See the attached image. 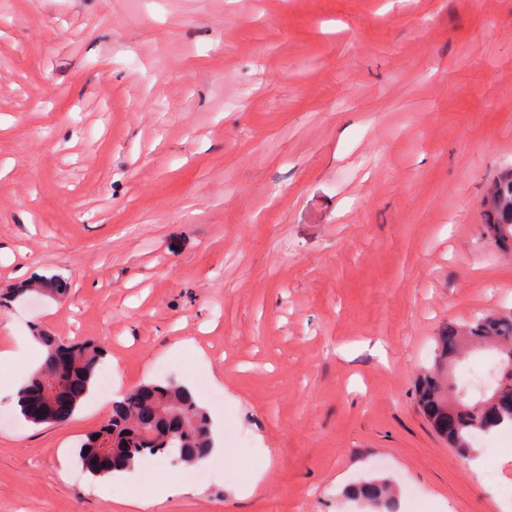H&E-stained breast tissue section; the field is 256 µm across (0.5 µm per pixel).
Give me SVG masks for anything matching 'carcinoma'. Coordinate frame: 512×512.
<instances>
[{
	"label": "carcinoma",
	"instance_id": "carcinoma-1",
	"mask_svg": "<svg viewBox=\"0 0 512 512\" xmlns=\"http://www.w3.org/2000/svg\"><path fill=\"white\" fill-rule=\"evenodd\" d=\"M485 204L491 213L494 235L500 243L511 245L512 172L493 186ZM27 292L55 298L62 296L65 289L53 283H41L37 288H7L0 293V300L11 302ZM33 334L46 348V354L29 384L40 383L50 398L69 395L72 406H77L104 359V344L60 343L38 329ZM468 345L512 346V315L488 314L466 324L448 325L435 339L433 367L422 374L417 384L419 409L449 447L464 458L473 457L475 434L512 427V384L505 387L506 393L499 401L489 396L470 399V390L479 387L481 378L450 394L445 370ZM20 415L35 425L58 421L56 417L32 415L26 386L20 397ZM212 448L211 419L192 393L172 381L148 383L113 403L107 422L81 442L78 462L88 474H105L129 470L147 455L191 465L209 456ZM105 454L112 455V467L105 470L92 464ZM348 497L371 512H395V491L386 478L362 480L349 489Z\"/></svg>",
	"mask_w": 512,
	"mask_h": 512
}]
</instances>
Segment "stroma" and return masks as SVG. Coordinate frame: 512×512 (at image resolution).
Returning <instances> with one entry per match:
<instances>
[{
  "mask_svg": "<svg viewBox=\"0 0 512 512\" xmlns=\"http://www.w3.org/2000/svg\"><path fill=\"white\" fill-rule=\"evenodd\" d=\"M510 168L512 0H0V289L68 288L0 345L105 342L112 396L182 384L224 439L194 491L103 496L60 471L108 412L27 423L1 376L0 512H357L374 477L512 512L504 449L471 467L415 399L444 325L512 313ZM491 217L490 228L501 244H512V172L501 178L485 200Z\"/></svg>",
  "mask_w": 512,
  "mask_h": 512,
  "instance_id": "35a3bbf8",
  "label": "stroma"
}]
</instances>
